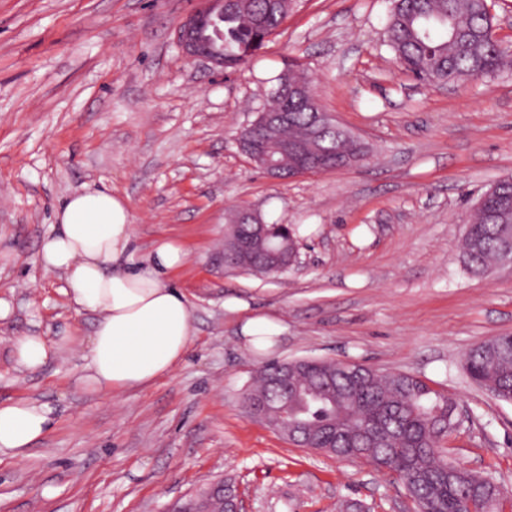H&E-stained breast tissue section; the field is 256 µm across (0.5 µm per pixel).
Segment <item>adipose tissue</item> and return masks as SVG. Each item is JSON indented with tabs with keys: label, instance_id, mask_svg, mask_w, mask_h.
Returning a JSON list of instances; mask_svg holds the SVG:
<instances>
[{
	"label": "adipose tissue",
	"instance_id": "ef3b65f1",
	"mask_svg": "<svg viewBox=\"0 0 512 512\" xmlns=\"http://www.w3.org/2000/svg\"><path fill=\"white\" fill-rule=\"evenodd\" d=\"M133 237L129 207L107 189H89L56 211L37 254L44 269L64 272L76 311L99 316L81 377L93 390L145 387L170 374L193 334L190 304L167 280L183 264L184 250L163 241L142 262ZM51 425L46 406L30 400L0 405V454L23 457Z\"/></svg>",
	"mask_w": 512,
	"mask_h": 512
}]
</instances>
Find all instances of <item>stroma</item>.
I'll use <instances>...</instances> for the list:
<instances>
[{
  "mask_svg": "<svg viewBox=\"0 0 512 512\" xmlns=\"http://www.w3.org/2000/svg\"><path fill=\"white\" fill-rule=\"evenodd\" d=\"M199 0H0V403L48 404L52 428L0 458V512H172L229 479L250 512H415L401 480L289 441L242 406L272 359L353 360L423 379L457 404L449 461L500 483L512 502V403L467 377L473 345L512 335V267L473 275L468 214L512 176V70L431 87L386 42L390 0H294L265 46L227 71L187 58L182 21ZM299 62L317 99L368 146L342 171L274 180L239 150L277 76ZM101 187L134 218L139 256L163 238L187 256L168 276L194 336L173 372L143 388L78 382L98 320L35 258L53 214ZM245 208L300 241L288 272L224 265L225 213ZM284 331L248 349L242 322ZM55 349L43 367L14 338ZM13 351L17 362L28 368L37 369L44 366L53 356V347L43 336L25 335L13 341Z\"/></svg>",
  "mask_w": 512,
  "mask_h": 512,
  "instance_id": "stroma-1",
  "label": "stroma"
}]
</instances>
